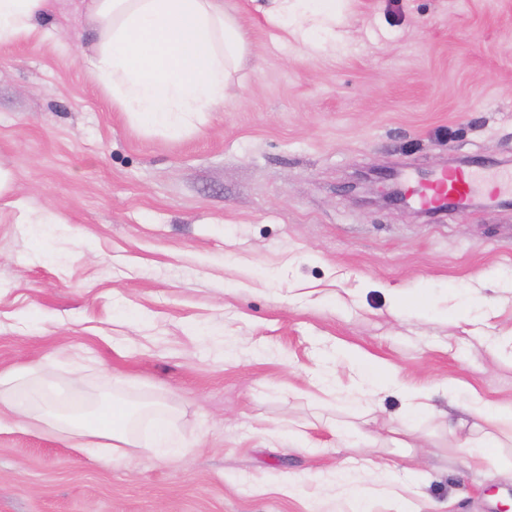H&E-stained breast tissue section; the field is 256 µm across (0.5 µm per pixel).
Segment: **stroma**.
<instances>
[{"label":"stroma","instance_id":"stroma-1","mask_svg":"<svg viewBox=\"0 0 512 512\" xmlns=\"http://www.w3.org/2000/svg\"><path fill=\"white\" fill-rule=\"evenodd\" d=\"M225 2L250 55L224 106L177 135L93 81L75 0L51 36L0 48V371L166 402L192 447L130 468L1 431L0 512H311L347 459L368 484L388 464L422 512H503L512 446L488 471L458 441L499 431L465 412L472 393L512 406L496 347L512 338V199L435 220L375 200L394 174L512 166V0H346L343 45L315 54ZM370 168L387 178L350 192ZM52 206L66 223H37ZM340 346L409 386L459 385L430 415L402 416L394 391L367 414L342 402ZM324 364L332 397L310 383ZM346 426L367 441L341 446Z\"/></svg>","mask_w":512,"mask_h":512}]
</instances>
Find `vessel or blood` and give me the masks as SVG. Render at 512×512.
Returning <instances> with one entry per match:
<instances>
[{
    "label": "vessel or blood",
    "mask_w": 512,
    "mask_h": 512,
    "mask_svg": "<svg viewBox=\"0 0 512 512\" xmlns=\"http://www.w3.org/2000/svg\"><path fill=\"white\" fill-rule=\"evenodd\" d=\"M512 197V171L501 178L481 177L478 169L457 168L455 171H440L426 178L424 183L411 191V199L419 208L439 212L468 211L476 201L493 205Z\"/></svg>",
    "instance_id": "vessel-or-blood-1"
}]
</instances>
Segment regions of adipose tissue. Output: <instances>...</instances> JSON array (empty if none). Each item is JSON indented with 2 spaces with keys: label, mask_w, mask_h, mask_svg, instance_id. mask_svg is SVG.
<instances>
[{
  "label": "adipose tissue",
  "mask_w": 512,
  "mask_h": 512,
  "mask_svg": "<svg viewBox=\"0 0 512 512\" xmlns=\"http://www.w3.org/2000/svg\"><path fill=\"white\" fill-rule=\"evenodd\" d=\"M56 0H0V47L40 40ZM94 33L89 72L140 125L178 133L201 112H216L229 97L233 74L248 53L247 34L224 0H81ZM266 22L309 49L338 40L337 0H264ZM349 358L360 377L351 403L375 391H403L395 366L361 352ZM138 416L118 401L90 404L78 391L44 386L33 371L0 373V430L27 424L75 440L77 447L135 465L145 456L182 454L175 429L156 408L153 437L136 433ZM350 512H369L386 497L396 512H418L406 488L391 477L365 485L362 470L344 462L329 477Z\"/></svg>",
  "instance_id": "obj_1"
}]
</instances>
